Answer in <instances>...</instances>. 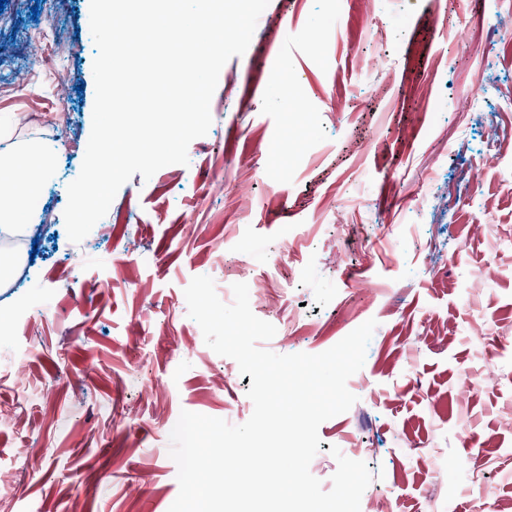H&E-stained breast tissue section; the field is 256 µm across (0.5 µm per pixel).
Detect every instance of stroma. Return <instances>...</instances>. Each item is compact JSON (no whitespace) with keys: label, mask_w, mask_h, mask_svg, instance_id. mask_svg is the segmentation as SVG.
I'll return each instance as SVG.
<instances>
[{"label":"stroma","mask_w":512,"mask_h":512,"mask_svg":"<svg viewBox=\"0 0 512 512\" xmlns=\"http://www.w3.org/2000/svg\"><path fill=\"white\" fill-rule=\"evenodd\" d=\"M89 9L0 8V113L62 148L38 252L0 286V512H168L181 411L253 412L251 375L205 344L184 296L200 275L230 288L240 265L276 328L265 349L318 354L377 322L356 403L318 429L323 489L331 447L356 448L374 512H512V0H269L188 165L134 174L111 239L75 244ZM287 76L306 113L284 112Z\"/></svg>","instance_id":"35a3bbf8"}]
</instances>
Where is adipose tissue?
Here are the masks:
<instances>
[{
    "mask_svg": "<svg viewBox=\"0 0 512 512\" xmlns=\"http://www.w3.org/2000/svg\"><path fill=\"white\" fill-rule=\"evenodd\" d=\"M20 118L0 122V230L13 231L37 222L33 209L52 182L58 165V149L36 139L14 141Z\"/></svg>",
    "mask_w": 512,
    "mask_h": 512,
    "instance_id": "1",
    "label": "adipose tissue"
}]
</instances>
